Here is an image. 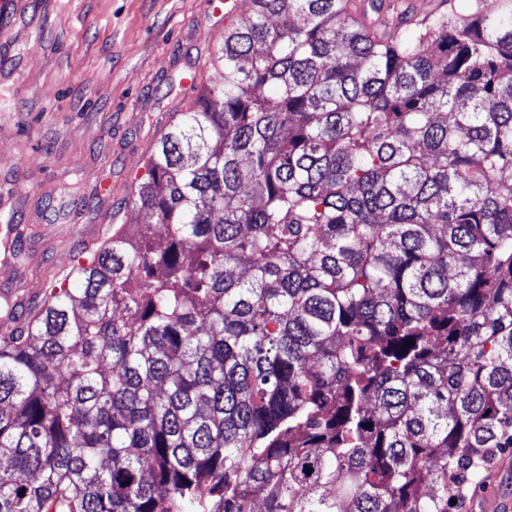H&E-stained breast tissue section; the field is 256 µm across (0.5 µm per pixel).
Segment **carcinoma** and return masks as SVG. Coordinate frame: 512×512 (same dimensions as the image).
<instances>
[{"instance_id": "1", "label": "carcinoma", "mask_w": 512, "mask_h": 512, "mask_svg": "<svg viewBox=\"0 0 512 512\" xmlns=\"http://www.w3.org/2000/svg\"><path fill=\"white\" fill-rule=\"evenodd\" d=\"M370 8L252 0L131 191L164 246L0 336V512H448L512 448V0Z\"/></svg>"}]
</instances>
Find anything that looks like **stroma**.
<instances>
[{
  "label": "stroma",
  "instance_id": "stroma-1",
  "mask_svg": "<svg viewBox=\"0 0 512 512\" xmlns=\"http://www.w3.org/2000/svg\"><path fill=\"white\" fill-rule=\"evenodd\" d=\"M0 13V302L25 307L72 279L73 255L113 226L151 223L130 195L174 112L219 81L223 12L208 0H12ZM512 500V448L486 488Z\"/></svg>",
  "mask_w": 512,
  "mask_h": 512
}]
</instances>
